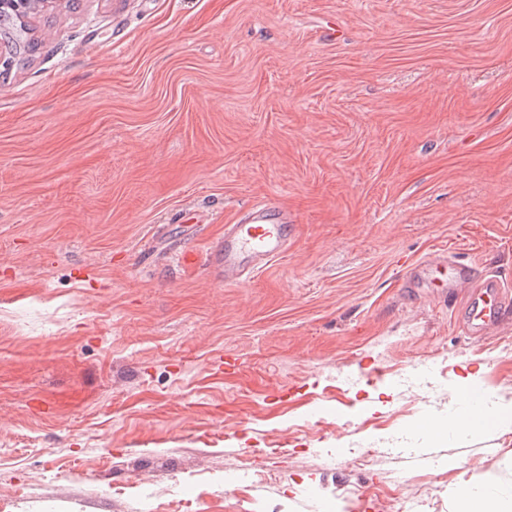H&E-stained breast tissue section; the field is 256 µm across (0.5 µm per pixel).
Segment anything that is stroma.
<instances>
[{
	"label": "stroma",
	"instance_id": "1",
	"mask_svg": "<svg viewBox=\"0 0 512 512\" xmlns=\"http://www.w3.org/2000/svg\"><path fill=\"white\" fill-rule=\"evenodd\" d=\"M30 28L0 73V512L512 487V432L409 431L473 372L512 401V326L473 340L403 286L441 253L512 285V0H44ZM264 199L287 252L220 284L207 253Z\"/></svg>",
	"mask_w": 512,
	"mask_h": 512
}]
</instances>
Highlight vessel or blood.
<instances>
[{
	"instance_id": "obj_1",
	"label": "vessel or blood",
	"mask_w": 512,
	"mask_h": 512,
	"mask_svg": "<svg viewBox=\"0 0 512 512\" xmlns=\"http://www.w3.org/2000/svg\"><path fill=\"white\" fill-rule=\"evenodd\" d=\"M294 230L293 219L282 205L253 204L236 223L225 225L224 238L208 253L206 265L224 285L238 284L246 273L286 251ZM447 288L452 295L466 294L457 319L465 334L481 336L512 323V294L494 278H478L473 265L450 262Z\"/></svg>"
}]
</instances>
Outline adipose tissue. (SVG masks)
Instances as JSON below:
<instances>
[{"label": "adipose tissue", "instance_id": "ef3b65f1", "mask_svg": "<svg viewBox=\"0 0 512 512\" xmlns=\"http://www.w3.org/2000/svg\"><path fill=\"white\" fill-rule=\"evenodd\" d=\"M485 393L477 376L471 375L457 383L452 400L455 407L448 416L425 423L423 432L432 441H444L449 436L477 438L488 431L512 430V405L493 403L484 414L475 412L473 403L483 402ZM451 512H512V492L485 480L462 482L451 493Z\"/></svg>", "mask_w": 512, "mask_h": 512}]
</instances>
